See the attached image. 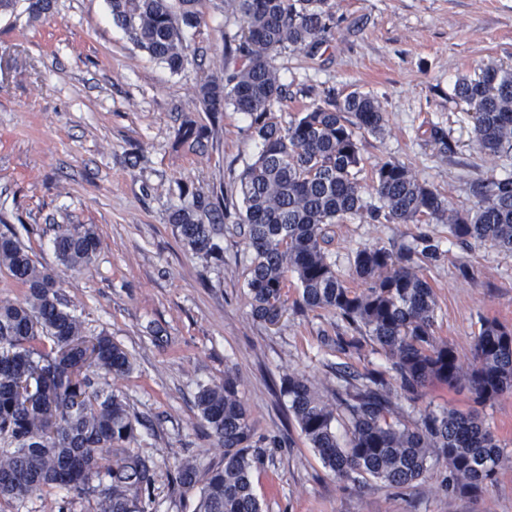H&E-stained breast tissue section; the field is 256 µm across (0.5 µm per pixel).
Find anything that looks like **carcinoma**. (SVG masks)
<instances>
[{
	"label": "carcinoma",
	"mask_w": 512,
	"mask_h": 512,
	"mask_svg": "<svg viewBox=\"0 0 512 512\" xmlns=\"http://www.w3.org/2000/svg\"><path fill=\"white\" fill-rule=\"evenodd\" d=\"M200 0H109L113 22L132 42L173 72L189 63L185 30L200 24ZM328 0H237L243 33L230 50L234 70L208 76L195 106L219 120L228 105L250 118L262 151L241 179L242 223L252 250L247 287L254 316L273 322L285 304L287 274L301 285L298 304L336 312L365 330L390 359L403 388L414 393L438 382L465 386L479 404L512 391V329L485 320L462 369L458 352L435 335V293L410 255L365 246L354 275L368 284L347 287L328 260V229L347 216L369 213L389 224L426 217L446 224L458 240L512 251V177L494 178L479 199L460 211L397 161L377 165L373 190L381 206L367 208L356 178L361 162L356 132L382 131L384 113L371 94L354 90L327 98L283 127L273 106L284 87L274 65L285 49L316 48L330 29ZM453 95L472 110L473 140L492 159L512 155V70L487 64L476 79L460 78ZM176 210L186 245L210 254L212 222L224 219V195L192 193ZM60 263L81 271L93 261L98 239L76 224L57 226ZM0 266L27 288L24 300H0V512L49 488L56 512L77 499H94L95 512H157L153 460L129 449L137 419L110 380L129 372L127 353L104 331H87L82 316L58 292L57 275L37 264L14 237L0 234ZM289 410L324 466L340 479L366 476L404 488L441 466V485L469 495L493 480L503 456L479 414L430 411L414 427L395 419L390 392L378 383L357 389L345 403L347 443L334 429L336 407L292 373L283 380ZM195 406L208 424L220 465L199 482L196 460H182L179 487L198 490L195 512H260L253 484L258 452L253 424L235 383L203 385Z\"/></svg>",
	"instance_id": "obj_1"
}]
</instances>
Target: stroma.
Instances as JSON below:
<instances>
[{"label":"stroma","instance_id":"1","mask_svg":"<svg viewBox=\"0 0 512 512\" xmlns=\"http://www.w3.org/2000/svg\"><path fill=\"white\" fill-rule=\"evenodd\" d=\"M334 26L317 54L286 50L275 64L285 97L281 124L328 97L354 90L378 98L382 133L362 134L357 175L368 207L377 165L392 159L462 210L512 159L490 161L474 144L469 108L454 98L462 76L489 63L512 69V0H329ZM187 34L191 63L180 72L137 48L112 22L108 0H52L30 20L24 0L0 14V232L13 229L29 255L57 272L60 292L87 327L105 331L131 368L114 389L138 417L132 451L157 465L158 512H193V493L175 490L179 462L217 466V448L194 405L199 385L232 378L250 413L262 512H512V393L476 406L464 389L432 384L412 395L393 387L401 422L429 411L478 410L507 462L492 483L459 495L429 478L396 488L336 478L301 434L281 382L304 375L323 395L351 391L356 376L392 381L391 363L362 331L325 310L299 311L296 277L276 323L255 319L247 288L252 253L234 219L241 177L262 149L248 117L225 108L220 123L196 109L195 90L224 65V39L240 34L232 0H202ZM191 123L199 141L183 143ZM452 145L441 155L434 140ZM220 188L231 219L218 225L214 254L190 250L170 221L191 204L179 185ZM91 227L94 263L62 269L58 225ZM409 251L437 299L435 332L463 367L484 320L512 328V252L463 244L428 220L387 224L344 217L329 229L330 261L352 290L358 249Z\"/></svg>","mask_w":512,"mask_h":512}]
</instances>
